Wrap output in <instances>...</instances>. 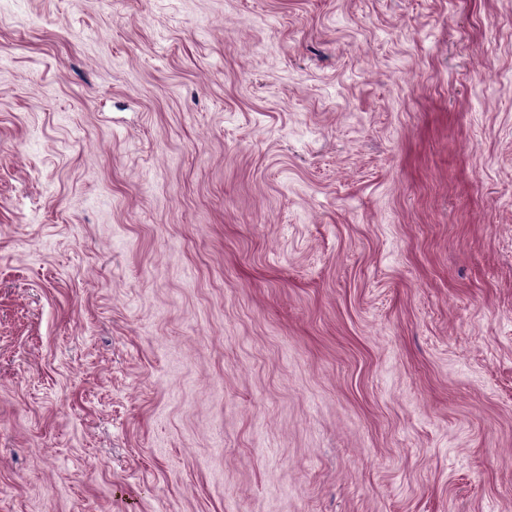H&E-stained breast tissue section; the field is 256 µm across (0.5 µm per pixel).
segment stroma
Returning a JSON list of instances; mask_svg holds the SVG:
<instances>
[{"instance_id": "stroma-1", "label": "stroma", "mask_w": 512, "mask_h": 512, "mask_svg": "<svg viewBox=\"0 0 512 512\" xmlns=\"http://www.w3.org/2000/svg\"><path fill=\"white\" fill-rule=\"evenodd\" d=\"M0 512H512V0H0Z\"/></svg>"}]
</instances>
